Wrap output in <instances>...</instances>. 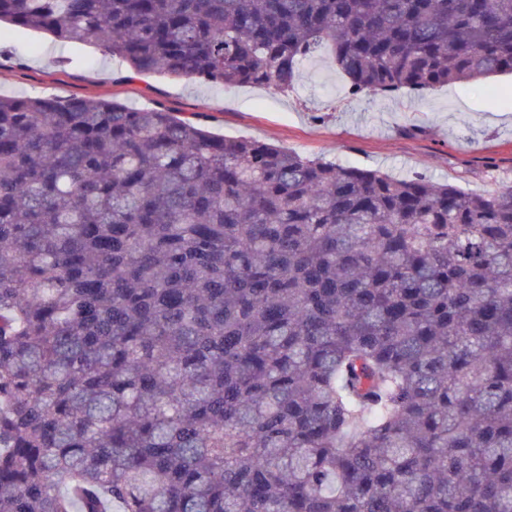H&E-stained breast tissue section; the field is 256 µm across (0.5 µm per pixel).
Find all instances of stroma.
Here are the masks:
<instances>
[{"mask_svg": "<svg viewBox=\"0 0 512 512\" xmlns=\"http://www.w3.org/2000/svg\"><path fill=\"white\" fill-rule=\"evenodd\" d=\"M0 96L115 101L160 107L218 136L256 139L395 177L422 175L468 192L512 185V75L418 94H351L326 50L293 89L225 87L132 75L118 56L85 43L0 25Z\"/></svg>", "mask_w": 512, "mask_h": 512, "instance_id": "35a3bbf8", "label": "stroma"}]
</instances>
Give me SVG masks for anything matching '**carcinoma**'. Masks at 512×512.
Returning <instances> with one entry per match:
<instances>
[{
    "label": "carcinoma",
    "instance_id": "carcinoma-1",
    "mask_svg": "<svg viewBox=\"0 0 512 512\" xmlns=\"http://www.w3.org/2000/svg\"><path fill=\"white\" fill-rule=\"evenodd\" d=\"M133 72L512 74V0H0ZM0 512H512V185L0 98Z\"/></svg>",
    "mask_w": 512,
    "mask_h": 512
}]
</instances>
